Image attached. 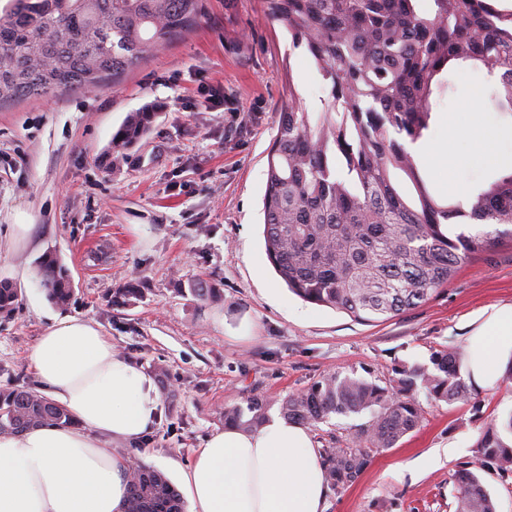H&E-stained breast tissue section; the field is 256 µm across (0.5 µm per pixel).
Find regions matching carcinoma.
I'll list each match as a JSON object with an SVG mask.
<instances>
[{"mask_svg":"<svg viewBox=\"0 0 512 512\" xmlns=\"http://www.w3.org/2000/svg\"><path fill=\"white\" fill-rule=\"evenodd\" d=\"M263 0L265 13L306 47L327 90L312 116L288 99L268 153L263 196L267 257L289 290L306 302L360 322L391 318L426 302L472 255L512 233V172L473 194L468 208L430 194L414 156L398 142L430 126L435 90L456 62L497 72L492 98L512 110V10L491 0ZM203 0H8L0 10V107L31 97L117 84L162 46L193 31ZM152 112H132L112 138L115 153L150 129ZM458 218L491 229L450 237ZM48 297L70 303L69 270L48 253L37 264ZM19 290L0 281V315ZM462 354L432 353V367L404 366L382 386L328 374L283 399L284 417L315 424L367 412L371 423L348 448L320 453L326 480L340 490L358 480L373 448H391L422 421L418 391L452 404L468 396ZM270 402L224 408V423L254 431ZM73 424L67 410L24 387L0 389V433ZM512 477V412L487 426L475 460L456 474L455 512H496L481 473ZM124 512H184L166 475L129 467Z\"/></svg>","mask_w":512,"mask_h":512,"instance_id":"carcinoma-1","label":"carcinoma"}]
</instances>
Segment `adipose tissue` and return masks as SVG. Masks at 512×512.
Returning <instances> with one entry per match:
<instances>
[{
	"label": "adipose tissue",
	"mask_w": 512,
	"mask_h": 512,
	"mask_svg": "<svg viewBox=\"0 0 512 512\" xmlns=\"http://www.w3.org/2000/svg\"><path fill=\"white\" fill-rule=\"evenodd\" d=\"M470 340L464 380L496 388L512 369V305L486 314ZM31 363L44 393L80 427L0 434V512H123L128 461L121 447L149 433L160 414L153 380L98 327L75 317L40 336ZM182 481L189 512H326L312 434L278 418L251 433L215 432Z\"/></svg>",
	"instance_id": "obj_1"
}]
</instances>
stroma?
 <instances>
[{
    "label": "stroma",
    "instance_id": "1",
    "mask_svg": "<svg viewBox=\"0 0 512 512\" xmlns=\"http://www.w3.org/2000/svg\"><path fill=\"white\" fill-rule=\"evenodd\" d=\"M425 141H452L461 193L416 153L431 194L466 203L512 165H486L466 137H448V116L475 105V125L512 150V112L490 98L498 80L484 66L451 69ZM325 88L305 47L266 18L262 0H205L191 33L163 48L119 86L31 98L0 110V279L21 290L0 319V388L39 390L30 353L55 320L95 324L116 351L158 383L161 415L144 446L172 483L224 409L249 395L279 401L324 375L378 384L434 350L469 351L472 321L512 304V238L457 270L425 303L378 323L304 302L267 259L263 195L267 157L289 101L323 109ZM152 110L151 130L115 158L112 137L128 113ZM27 221L26 239L12 227ZM48 251L70 271V304H52L36 263ZM209 280L217 298L193 301ZM423 419L394 447L375 448L352 485L327 492V512H455V475L473 461L481 432L512 412V382L472 390L449 404L418 393ZM370 414L310 425L317 448L351 446ZM433 448L453 454L440 464Z\"/></svg>",
    "mask_w": 512,
    "mask_h": 512
}]
</instances>
